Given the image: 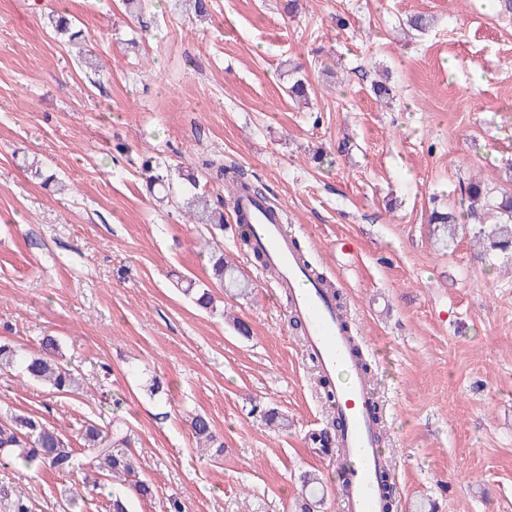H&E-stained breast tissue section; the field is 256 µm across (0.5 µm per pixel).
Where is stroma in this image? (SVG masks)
Listing matches in <instances>:
<instances>
[{"instance_id": "obj_1", "label": "stroma", "mask_w": 512, "mask_h": 512, "mask_svg": "<svg viewBox=\"0 0 512 512\" xmlns=\"http://www.w3.org/2000/svg\"><path fill=\"white\" fill-rule=\"evenodd\" d=\"M0 0V337L22 352L57 337L83 390L0 371V416L25 413L75 451L70 472L0 462V512H112L87 483L85 425L121 418L154 485L132 512H293L318 474L319 512H342L340 474L310 433L333 413L272 288L232 234L211 240L150 195L139 161L240 166L287 212L308 261L336 287L371 365L392 463L394 512H512V251L483 254L463 217L454 246L432 207H460L476 177L507 188L512 21L490 0ZM76 20L102 66L82 68L48 25ZM429 15L419 34L406 21ZM301 65L310 107L285 93ZM386 80L393 99L375 100ZM219 245L252 283L215 289L205 313L179 291ZM250 328L240 336L231 324ZM163 388L150 394L152 378ZM274 408L286 428L260 417ZM224 441L209 457L189 420Z\"/></svg>"}]
</instances>
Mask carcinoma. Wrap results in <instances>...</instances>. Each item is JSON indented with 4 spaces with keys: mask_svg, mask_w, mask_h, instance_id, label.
Segmentation results:
<instances>
[{
    "mask_svg": "<svg viewBox=\"0 0 512 512\" xmlns=\"http://www.w3.org/2000/svg\"><path fill=\"white\" fill-rule=\"evenodd\" d=\"M48 19L55 36L66 37L70 42L78 38V33L71 31L68 18L51 14ZM289 76V97L308 98L309 84L306 79L298 76L297 66L291 67ZM202 166L213 182L224 185L229 191L240 187L256 197L265 198L264 188L253 183L242 168L214 159L204 160ZM141 170L147 175L151 187L157 186L164 190L177 178L195 190L199 188L197 175L179 169L174 176L170 169L151 156L143 159ZM463 195L470 202L471 216H480L484 210L496 214L497 222L490 229L483 226L478 228V239L482 240L483 249L487 252L511 250L512 192L505 190L496 194L482 181L473 179L464 187ZM182 208L192 223L207 225L208 232L224 230L223 209L208 207L204 196L192 193L183 198ZM430 223L438 226V230L448 241H454L457 228L454 212L434 211L431 213ZM211 271L212 278L225 290H233L242 296L252 293L249 283L238 278L234 263L224 257L223 251L212 252ZM184 292L200 308H213V294L209 286L190 282ZM58 352V341L52 336L44 337L39 350L29 354L21 353L10 343L0 342V368L16 367L19 374L29 381L47 384L57 391H68L76 385L75 377L70 369L56 360ZM190 429L197 447L204 450L214 447L219 451L223 450L224 442L220 440L207 416L195 415L190 420ZM81 439L89 462L95 468L129 483L140 497H153L152 485L139 478L137 462L133 456L131 432L125 430L119 422L111 418L101 425L91 423L85 426ZM0 458L12 461L26 470L36 466L66 472L73 464V448L62 433L38 418L12 414L0 419ZM302 482L309 489V495L298 503V512H313V506L317 503L318 478L314 474L306 473Z\"/></svg>",
    "mask_w": 512,
    "mask_h": 512,
    "instance_id": "cac0c4a2",
    "label": "carcinoma"
}]
</instances>
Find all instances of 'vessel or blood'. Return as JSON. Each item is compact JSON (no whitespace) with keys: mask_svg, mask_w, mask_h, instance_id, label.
<instances>
[{"mask_svg":"<svg viewBox=\"0 0 512 512\" xmlns=\"http://www.w3.org/2000/svg\"><path fill=\"white\" fill-rule=\"evenodd\" d=\"M235 215L246 216L253 226V246L275 273L274 285L286 289L294 318L305 330L304 347L325 377L346 371L335 386L332 404L340 424L333 440L336 456L349 462L342 491L344 512H384L383 473L388 461L379 453L376 398L371 382L353 352L351 331L324 287L306 276L282 211L251 196H238Z\"/></svg>","mask_w":512,"mask_h":512,"instance_id":"vessel-or-blood-1","label":"vessel or blood"}]
</instances>
